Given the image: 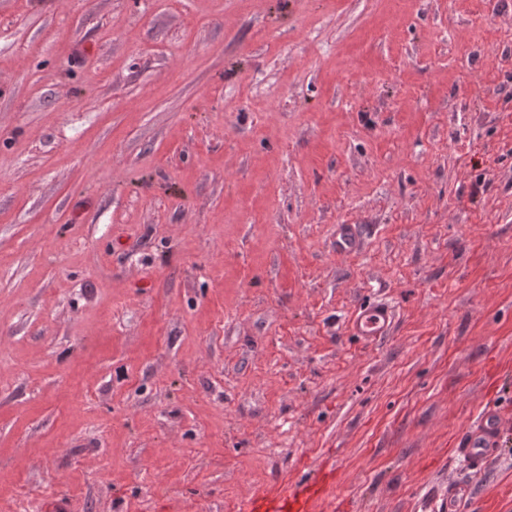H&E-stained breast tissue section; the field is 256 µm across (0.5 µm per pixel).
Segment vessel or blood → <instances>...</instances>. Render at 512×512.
I'll list each match as a JSON object with an SVG mask.
<instances>
[{"label":"vessel or blood","mask_w":512,"mask_h":512,"mask_svg":"<svg viewBox=\"0 0 512 512\" xmlns=\"http://www.w3.org/2000/svg\"><path fill=\"white\" fill-rule=\"evenodd\" d=\"M361 241L358 225H339L337 251H354ZM393 321L391 308L376 301L357 308L352 316V331L364 341L373 342L389 333ZM498 428L497 414L488 409L482 412L475 427L463 434L459 451L473 468H481L493 455L498 443ZM334 508L333 477L321 469L304 479L255 494L242 504L241 512H333Z\"/></svg>","instance_id":"b4317fda"}]
</instances>
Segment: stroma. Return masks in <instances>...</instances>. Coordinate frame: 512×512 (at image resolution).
I'll return each mask as SVG.
<instances>
[{
	"label": "stroma",
	"mask_w": 512,
	"mask_h": 512,
	"mask_svg": "<svg viewBox=\"0 0 512 512\" xmlns=\"http://www.w3.org/2000/svg\"><path fill=\"white\" fill-rule=\"evenodd\" d=\"M323 464L348 512H512V0H0V512ZM362 238L357 224H340L336 233V249L340 252H352L361 244ZM394 321V313L384 302L376 301L361 305L352 316V331L367 342L386 336ZM498 416L487 409L480 415L474 428L466 431L459 443V451L473 468H481L494 454L498 443Z\"/></svg>",
	"instance_id": "35a3bbf8"
}]
</instances>
